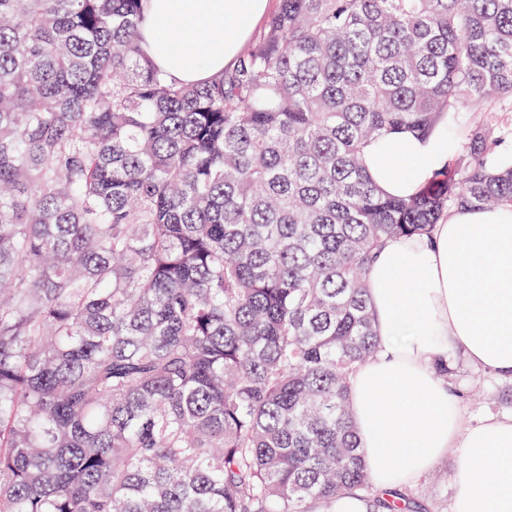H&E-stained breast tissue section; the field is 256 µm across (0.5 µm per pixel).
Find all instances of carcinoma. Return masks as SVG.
<instances>
[{"label": "carcinoma", "mask_w": 512, "mask_h": 512, "mask_svg": "<svg viewBox=\"0 0 512 512\" xmlns=\"http://www.w3.org/2000/svg\"><path fill=\"white\" fill-rule=\"evenodd\" d=\"M182 84L146 0H0V512H442L372 488L382 245L512 205V0H277ZM467 116L383 196L370 141Z\"/></svg>", "instance_id": "1"}]
</instances>
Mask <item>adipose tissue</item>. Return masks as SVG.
Masks as SVG:
<instances>
[{
  "mask_svg": "<svg viewBox=\"0 0 512 512\" xmlns=\"http://www.w3.org/2000/svg\"><path fill=\"white\" fill-rule=\"evenodd\" d=\"M270 0H148L145 49L178 81L231 65ZM208 32L195 59L180 52ZM444 128L372 141L362 163L393 197L416 193L448 160ZM370 298L381 346L351 377L368 475L382 492L413 487L450 447L461 450L452 512H512V417L461 429L433 365L463 355L512 380V206L453 212L431 235L389 241L373 263Z\"/></svg>",
  "mask_w": 512,
  "mask_h": 512,
  "instance_id": "ef3b65f1",
  "label": "adipose tissue"
}]
</instances>
